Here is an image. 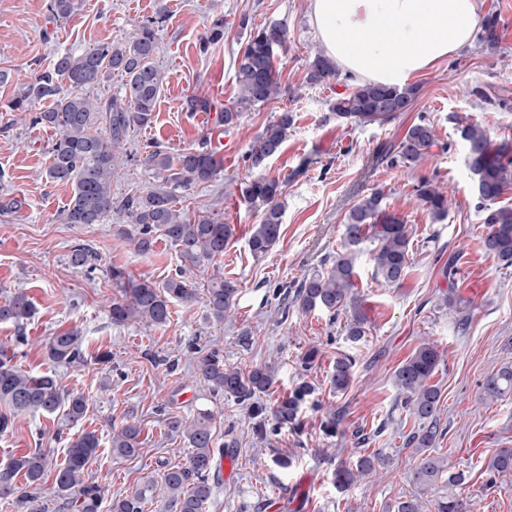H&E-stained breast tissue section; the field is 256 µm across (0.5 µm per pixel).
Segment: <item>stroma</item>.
Here are the masks:
<instances>
[{
	"instance_id": "obj_1",
	"label": "stroma",
	"mask_w": 512,
	"mask_h": 512,
	"mask_svg": "<svg viewBox=\"0 0 512 512\" xmlns=\"http://www.w3.org/2000/svg\"><path fill=\"white\" fill-rule=\"evenodd\" d=\"M49 0H0V204L20 201V208L0 212V302L17 291L33 303L23 327L0 323V346L17 334L29 343L15 361L34 374L55 373L64 389L83 395L88 409L77 432L100 440L89 476L104 489V505L125 496L161 464H184L186 441L168 427V419L194 418L199 410L214 416L213 432L228 448L235 471L212 480L206 512H397L413 486L416 458L406 439L414 425L394 384L396 368L424 341L442 355L432 377L441 390L440 426L433 446L451 470L463 472L461 492L472 512H512V486L487 487L486 461L498 449L512 448V394L496 401L483 398L480 385L492 371L512 362V267L504 269L481 250L485 234L474 179L466 166L460 130L485 127L497 142H512V0H483V11L500 19L497 51L472 43L435 69L412 78L418 94L411 111L382 124L343 123L330 110L343 83L311 85L308 66L322 46L309 23V0H79L65 20H55ZM166 7L157 62L165 81L151 127L137 131L129 144L143 153L146 145L174 155L183 149L211 151L219 172L209 182L178 190L181 206L200 211L219 204L231 234L224 256L208 275L234 281L238 291L229 319L207 321L203 305H174L167 326L116 325L109 315L112 287L106 278L114 265L136 279L156 284L182 265L174 247L159 241L141 255L117 228L121 214L107 223L82 226L59 219L72 187L46 179L53 130L20 121L4 104L55 57L82 52L133 34L137 26ZM224 20V36L200 53L215 18ZM255 24L277 22L288 31L276 49L274 65L280 94L244 112L239 127L224 126L221 116L238 98L236 70L247 38L242 19ZM482 88L484 97L474 95ZM192 96L207 98L210 109L193 112ZM294 115V126L281 151L264 173L283 185L281 236L265 256L248 247L259 217L241 201L236 189L252 171L244 162L250 139L281 112ZM426 121L437 146L413 167L392 166L381 150L398 146L409 126ZM424 180L448 194V215L435 220L417 200ZM380 193L383 209L412 229L411 265L406 279L389 286L375 279L365 241L356 260V289L364 302L367 331L358 343L345 338V317L316 309L289 308L280 314L274 290L329 268L341 248L349 210L371 193ZM84 243L99 256L92 273L72 269L67 254ZM456 253L455 278H445L438 256ZM455 292L468 306L469 324L458 329L454 315L441 304ZM77 328L84 361L54 366L40 342L54 332ZM249 344H242L241 336ZM209 345L224 355L225 365L248 370L270 365L273 385L260 396L266 410L296 386L313 392L301 407L302 428L284 427L262 440L256 437L247 405L212 397L195 379V346ZM318 348V360L304 368L306 350ZM109 363H98L101 352ZM356 360L346 392L329 382L339 354ZM344 418L335 434L324 431L329 410ZM141 425L139 454L117 459L110 440L128 422ZM58 417L18 414L0 433V466L14 456L39 448L48 458L45 486H52L64 461ZM368 454L383 458L377 473L339 491L333 482L338 464H355Z\"/></svg>"
}]
</instances>
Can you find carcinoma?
Returning a JSON list of instances; mask_svg holds the SVG:
<instances>
[{
	"label": "carcinoma",
	"instance_id": "cac0c4a2",
	"mask_svg": "<svg viewBox=\"0 0 512 512\" xmlns=\"http://www.w3.org/2000/svg\"><path fill=\"white\" fill-rule=\"evenodd\" d=\"M78 7V0H50L53 18L66 19ZM157 18L144 21L130 37L111 43L98 44L80 54L58 55L52 66L19 89L11 102V110L28 114L30 124L52 129L57 138L50 150L51 161L46 177L52 182L67 183L73 194L60 213L64 224H101L113 210L124 213L128 223L121 225L120 234L141 254L152 252L159 238L170 242L180 255L184 268L162 284L134 280L125 268L112 266L108 279L112 282L109 312L116 325L142 324L161 328L171 317L174 304L193 306L204 299L205 318L224 322L234 305L235 282L220 276L207 279L197 288L187 273L209 267L224 255L229 239L228 225L219 210L190 213L177 207L175 190L188 189L214 178L218 163L206 150L186 149L177 158L160 149L148 150L140 158L147 168L160 174L163 184L140 194H128L118 200L112 195V178L132 160L127 144L132 134L148 127L154 119L159 93L164 82L162 69L156 62L159 43ZM249 36L240 50L237 67L239 98L224 109L227 127L240 125L242 112L264 104L279 94L280 86L273 65L275 49L287 41V30L278 23L249 24ZM479 42L494 51L500 43V21L488 14L480 22ZM117 73L123 78L120 93L108 99H92L87 89ZM341 80L336 63L323 53L309 64L308 81L327 84ZM418 89L412 85L389 87L374 83L358 84L339 94L330 109L345 123L357 125L383 124L402 112L411 110ZM294 125L290 112H283L249 142L245 161L254 172L251 178L237 185L241 200L260 215L248 240L251 252L267 254L281 235L282 210L279 198L282 184L266 177L267 161L280 152ZM467 145V165L476 183L478 199L484 211L486 225L482 246L485 254L504 268L512 266V207L498 205V199L512 188V143L494 142L488 131L475 124L461 130ZM437 144L433 127L424 121L411 125L397 147L390 164L407 167L431 152ZM417 200L433 218L448 215V196L422 181L416 187ZM411 228L404 221L384 215L381 196L373 193L358 202L343 225L342 250L323 273L307 276L296 284L292 303L309 312L321 309L336 317L346 316V340L359 342L366 334L367 317L362 300L357 295L354 277L356 249L368 238L378 240L371 251L374 275L389 285H399L410 266ZM98 254L83 243L70 248L69 263L73 269L90 273L97 269ZM442 306L458 317L457 325L466 327L468 310L461 300L449 294ZM32 315L27 295L16 292L0 304V322L18 327ZM47 360L55 365H73L83 361L80 336L74 329L54 333L44 343ZM14 356L0 350V403L9 409L0 414V433L12 424V415L19 412L52 416L63 413L66 422L77 425L86 413V400L78 394H67L52 374L35 375L12 363ZM441 353L434 344L425 342L402 362L395 371L394 383L403 395V405L419 421L417 431L408 436V445L419 453L410 481L421 493L435 489L441 478L448 485L464 484L461 472H451L444 461L427 453L435 439L443 435L438 415L441 392L430 384L437 370ZM354 358L343 354L336 358L331 372V384L344 392L353 378ZM196 377L214 396H226L249 404L255 423L254 432L268 438L263 419L265 409L256 402L274 381L273 371L264 367L250 370L227 368L224 355L213 349L203 354L196 364ZM484 397L495 401L512 392V364H504L489 374L481 385ZM310 392L306 384L299 386L276 407V426L298 425L301 402ZM212 415L200 412L188 421L173 417L171 431L187 441L190 453L186 463L163 466L160 479L152 476L122 499L114 501L110 512H144L148 501L162 500L177 507L178 512H205L211 496L209 476L216 459L224 455L217 445L211 426ZM141 429L126 424L112 433L111 450L115 458H127L139 452ZM99 438L93 432H82L70 438L65 460L58 470L55 483L43 487L47 457L40 449L13 458L0 468V496L16 495L19 505L39 512L38 499L52 496L58 512H101L103 497L100 485L86 480L89 466L97 456ZM374 455L359 458L356 470L340 467L336 484L346 489L359 477L374 470ZM23 474L26 484L16 486V477ZM487 484L512 477V448H502L487 463ZM469 501L456 494H442L435 500V512H470Z\"/></svg>",
	"mask_w": 512,
	"mask_h": 512
}]
</instances>
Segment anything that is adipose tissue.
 I'll use <instances>...</instances> for the list:
<instances>
[{"mask_svg": "<svg viewBox=\"0 0 512 512\" xmlns=\"http://www.w3.org/2000/svg\"><path fill=\"white\" fill-rule=\"evenodd\" d=\"M481 0H309L325 54L358 83L391 86L470 44Z\"/></svg>", "mask_w": 512, "mask_h": 512, "instance_id": "obj_1", "label": "adipose tissue"}]
</instances>
